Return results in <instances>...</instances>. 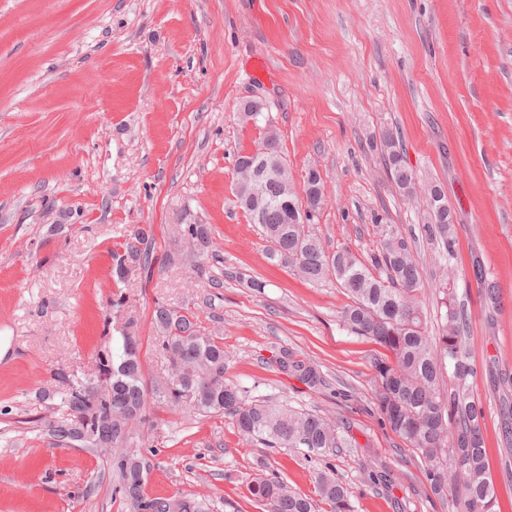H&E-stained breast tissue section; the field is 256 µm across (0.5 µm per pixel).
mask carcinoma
<instances>
[{"instance_id": "1", "label": "carcinoma", "mask_w": 512, "mask_h": 512, "mask_svg": "<svg viewBox=\"0 0 512 512\" xmlns=\"http://www.w3.org/2000/svg\"><path fill=\"white\" fill-rule=\"evenodd\" d=\"M383 160L395 189L404 197L416 184L406 165L400 144L391 135L383 137ZM284 161L279 139L263 154L243 153L235 165L252 166L261 177L257 197L235 187V203L261 228L270 243L267 260L289 266L304 279L319 282L333 276L351 303L341 311V321L351 333L374 340L388 349L393 362L374 364V404L390 430L408 443L420 458L434 495L452 497L460 512H496L497 489L490 471L482 426L485 406L470 385L477 369L464 350L469 326L466 309L457 303L454 289L442 286L440 306L445 308L438 335L429 331L418 298L421 284L419 261L407 239L389 230L370 263L344 249L328 254L310 224L294 223V209L301 206L292 181L272 176L266 165ZM308 216L323 201L322 179L315 170L304 178ZM425 235L441 243V254L449 263L455 256L450 209H427ZM199 257L209 245L207 224H186L181 229ZM151 230L138 228L115 255V274L123 280L129 268L150 270ZM482 297L489 308L499 304V289L482 269H475ZM153 325L159 347L170 368L187 367L184 382L175 386L145 383L138 341L131 332L121 333V344L97 352L99 374L94 380L79 379L62 368L54 372L59 384L60 415L47 423L54 445L77 444L103 448V435L112 436V447L125 448L126 420L144 425L148 397L159 395L171 406L197 414L224 415L232 419L246 441L267 448H306L312 452H338L359 444L338 421L315 411L280 405L271 400H253L247 390L224 378V343L207 333L197 316L181 309L159 305ZM282 374L310 388L323 385L318 366L282 350L269 361ZM448 389H441L443 382ZM500 430L512 447V405L501 404ZM112 469L120 477L128 512H170L173 496H151L146 490L152 460L141 452L113 454ZM319 501L329 512H354L347 488L334 474L321 470L315 475ZM252 500L264 512H315L314 501L293 491L281 478L256 477L248 484Z\"/></svg>"}]
</instances>
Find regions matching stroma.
I'll return each instance as SVG.
<instances>
[{
  "label": "stroma",
  "instance_id": "obj_1",
  "mask_svg": "<svg viewBox=\"0 0 512 512\" xmlns=\"http://www.w3.org/2000/svg\"><path fill=\"white\" fill-rule=\"evenodd\" d=\"M252 99L295 182L321 175L312 224L327 252L365 261L387 230L401 231L434 327L440 285L455 289L497 509L512 512L500 433L512 386L490 378L512 376V0H0V512H126L108 452L52 445L36 396L56 389V369L90 373L112 341L105 326L130 319L146 380L166 377L159 303L190 309L222 338L226 380L342 421L361 449L249 444L228 417L153 399L140 447L153 455L147 493L261 512L253 478L311 496L329 465L355 512H459L376 411L373 364L386 351L343 327L346 293L335 278L310 284L270 264L236 206L235 158L264 132L241 113ZM387 130L420 184L438 182L448 198L452 263L386 176ZM193 222L212 230L202 260L178 230ZM145 225L157 263L116 283L112 253ZM478 266L500 289L498 309L482 298ZM284 348L318 365L324 387L270 367ZM372 469L384 484L370 483Z\"/></svg>",
  "mask_w": 512,
  "mask_h": 512
}]
</instances>
